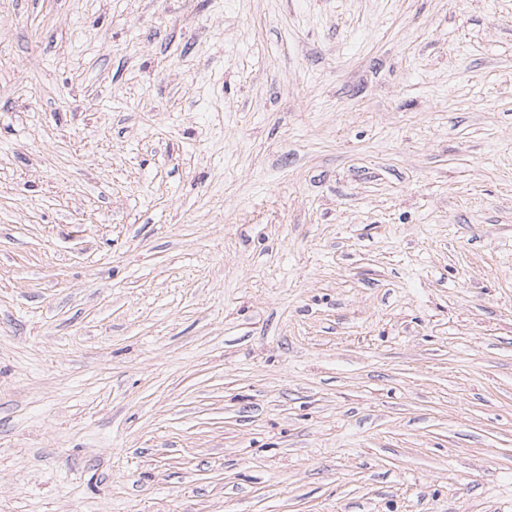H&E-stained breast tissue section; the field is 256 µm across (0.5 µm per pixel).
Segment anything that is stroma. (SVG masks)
Here are the masks:
<instances>
[{
	"label": "stroma",
	"instance_id": "35a3bbf8",
	"mask_svg": "<svg viewBox=\"0 0 512 512\" xmlns=\"http://www.w3.org/2000/svg\"><path fill=\"white\" fill-rule=\"evenodd\" d=\"M0 512H512V0H0Z\"/></svg>",
	"mask_w": 512,
	"mask_h": 512
}]
</instances>
